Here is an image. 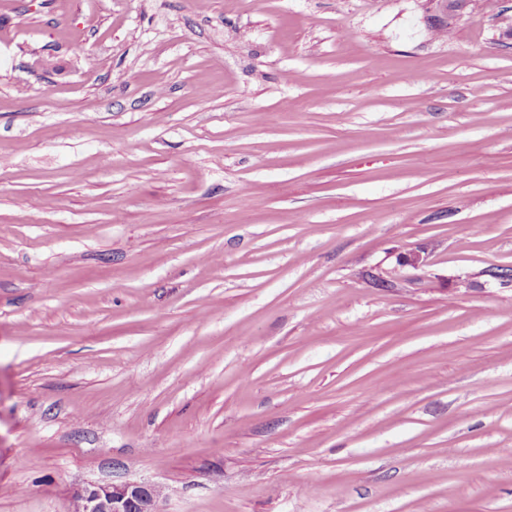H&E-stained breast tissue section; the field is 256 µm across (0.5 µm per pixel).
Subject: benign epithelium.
Returning a JSON list of instances; mask_svg holds the SVG:
<instances>
[{
	"instance_id": "7a95c632",
	"label": "benign epithelium",
	"mask_w": 512,
	"mask_h": 512,
	"mask_svg": "<svg viewBox=\"0 0 512 512\" xmlns=\"http://www.w3.org/2000/svg\"><path fill=\"white\" fill-rule=\"evenodd\" d=\"M428 23L451 28L461 15V4L455 0H428ZM158 487L144 482L91 484L75 495L77 512H159Z\"/></svg>"
}]
</instances>
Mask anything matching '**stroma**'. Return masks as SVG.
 Returning <instances> with one entry per match:
<instances>
[{"mask_svg": "<svg viewBox=\"0 0 512 512\" xmlns=\"http://www.w3.org/2000/svg\"><path fill=\"white\" fill-rule=\"evenodd\" d=\"M503 13L0 0V512H512ZM430 4L429 26L436 23L444 27H454L457 18L462 14L461 4L452 0H428ZM160 490L144 482L90 484L75 495L79 512H159Z\"/></svg>", "mask_w": 512, "mask_h": 512, "instance_id": "stroma-1", "label": "stroma"}]
</instances>
